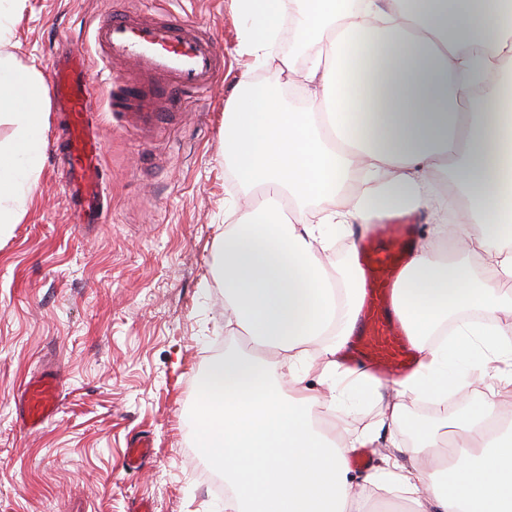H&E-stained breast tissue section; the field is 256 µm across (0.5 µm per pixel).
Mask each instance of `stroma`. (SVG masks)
<instances>
[{"label":"stroma","mask_w":512,"mask_h":512,"mask_svg":"<svg viewBox=\"0 0 512 512\" xmlns=\"http://www.w3.org/2000/svg\"><path fill=\"white\" fill-rule=\"evenodd\" d=\"M222 44L224 73L154 138L103 113L110 208L93 230L75 226L45 152L18 223L0 233V512H224L191 423L197 389L226 347L224 289L212 275L224 210L238 187L224 161V100L247 58L232 0H182ZM150 0H24L8 43L50 74L63 43L94 54L101 14L147 11ZM61 376V412L28 432L15 397L42 366ZM151 457L126 465L130 440Z\"/></svg>","instance_id":"stroma-1"}]
</instances>
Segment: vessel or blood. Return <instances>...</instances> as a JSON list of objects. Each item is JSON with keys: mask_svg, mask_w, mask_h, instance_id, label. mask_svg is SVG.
Returning a JSON list of instances; mask_svg holds the SVG:
<instances>
[{"mask_svg": "<svg viewBox=\"0 0 512 512\" xmlns=\"http://www.w3.org/2000/svg\"><path fill=\"white\" fill-rule=\"evenodd\" d=\"M94 45L108 78L88 83L89 57L77 48L53 60L50 82L65 135L66 189L83 224L103 223L107 212L96 97L127 125L160 130L176 120L186 100L210 95L224 68V52L204 23L166 7L150 19L130 10L99 17ZM358 254L363 298L354 354L382 374L409 372L417 351L393 312V296L413 255L411 218L360 239ZM60 410L59 379L49 371L31 376L19 396L22 427L37 430Z\"/></svg>", "mask_w": 512, "mask_h": 512, "instance_id": "vessel-or-blood-1", "label": "vessel or blood"}]
</instances>
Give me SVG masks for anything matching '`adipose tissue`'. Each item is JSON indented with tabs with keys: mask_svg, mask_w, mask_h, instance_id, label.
<instances>
[{
	"mask_svg": "<svg viewBox=\"0 0 512 512\" xmlns=\"http://www.w3.org/2000/svg\"><path fill=\"white\" fill-rule=\"evenodd\" d=\"M252 60L224 102V159L239 186L213 268L224 287V330L255 352L215 361L193 425L233 490L224 512H371L391 495L410 512H512V379L474 404L477 372L512 360L499 324L512 314V245L487 276L471 260L512 242V0H232ZM307 53L274 52L283 27ZM506 73L471 98L476 67ZM287 83L260 85L252 70ZM307 104L290 105L285 84ZM36 67L0 52V118L17 126L0 149V231L16 223L38 180L48 101ZM427 229L393 311L419 352L416 368L383 379L346 363L359 326L356 264L336 267L332 244L355 252L360 233L399 216ZM278 361L262 357L266 348ZM444 408L453 432L411 420L397 397ZM382 411L372 427L325 428L354 404ZM412 440L400 443L398 434ZM388 439L369 472L351 454Z\"/></svg>",
	"mask_w": 512,
	"mask_h": 512,
	"instance_id": "obj_1",
	"label": "adipose tissue"
}]
</instances>
